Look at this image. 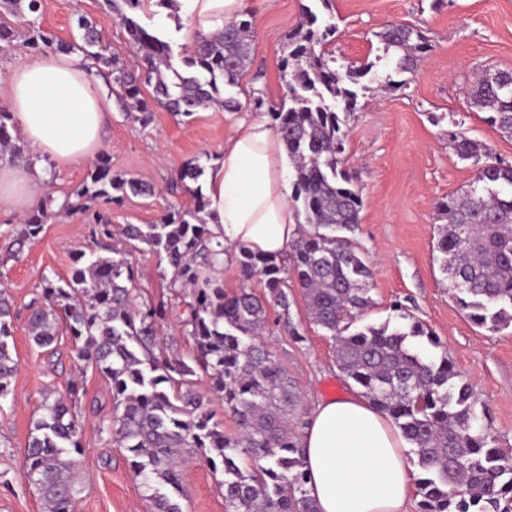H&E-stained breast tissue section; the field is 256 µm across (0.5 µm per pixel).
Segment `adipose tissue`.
Wrapping results in <instances>:
<instances>
[{
  "label": "adipose tissue",
  "mask_w": 512,
  "mask_h": 512,
  "mask_svg": "<svg viewBox=\"0 0 512 512\" xmlns=\"http://www.w3.org/2000/svg\"><path fill=\"white\" fill-rule=\"evenodd\" d=\"M187 38L223 30L245 0H179ZM7 104L20 138L39 157L66 167L92 159L102 147L108 114L86 70L66 53H49L12 71ZM291 163L263 120L240 121L209 174L212 230L235 251L283 256L298 235L289 200ZM45 176L39 165L0 166V206L37 202ZM306 490L318 512H404L414 474L408 443L388 415L356 396L316 404L303 431Z\"/></svg>",
  "instance_id": "ef3b65f1"
}]
</instances>
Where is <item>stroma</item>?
<instances>
[{
    "label": "stroma",
    "instance_id": "stroma-1",
    "mask_svg": "<svg viewBox=\"0 0 512 512\" xmlns=\"http://www.w3.org/2000/svg\"><path fill=\"white\" fill-rule=\"evenodd\" d=\"M320 23L337 26L330 48L340 59L366 65L375 62L377 34L396 22L421 28L431 45L415 72L403 84L384 88L376 73L363 78L355 112L347 122V165L360 189L363 207L353 233L373 271L374 305L364 315L379 323L400 302L431 329L486 408L485 424L496 444L512 448V328L491 332L475 326L455 303L450 281L437 260L436 205L467 189L475 169L462 162L448 143L459 131L486 144L498 158L512 163V138L485 121L484 111L471 103L468 89L485 69H512V0H247L253 22L250 62L235 87L225 89L238 107L228 111L213 105L186 118L155 108L149 123L122 111L109 96L112 75L90 58L81 63L98 91L109 117L108 139L102 148L113 174L143 178L154 186L150 196L124 197L99 211L113 229L126 224H154L173 208H186L192 198L185 190L170 191L186 162L211 171L224 153V141L236 123L267 119L269 106L279 105L285 88L281 61L288 36L301 23L304 8ZM96 27L109 54L130 70L141 63L128 35L105 0H40L38 19L60 39L79 38L78 18ZM137 21L169 41L183 54L185 21L176 7L150 0ZM92 162L56 167L44 162L47 197L55 202L72 196L87 180ZM95 241L85 214L54 211L43 232L19 259L9 261L0 287L6 291L14 322L18 363L14 399L0 406V512H43V501L23 474L24 450L46 392L65 393L70 380L84 381L81 399L82 448L78 512H152L139 478L131 472L127 453L109 442L100 422L111 411L108 382L94 370L79 373L71 338L60 333L56 353L38 348L25 326L27 306L39 292L42 275L69 278L77 250H92ZM138 301L172 302L160 329V357H188L191 344L181 318L184 306L174 303L171 274L157 255L147 250L132 255ZM290 318L303 334L294 341L279 323V307L269 309L263 343L301 391L297 411L308 419L320 400L355 393L338 371L334 343L309 318L302 291L288 288ZM203 456H195L184 475L182 512H224L219 484Z\"/></svg>",
    "mask_w": 512,
    "mask_h": 512
}]
</instances>
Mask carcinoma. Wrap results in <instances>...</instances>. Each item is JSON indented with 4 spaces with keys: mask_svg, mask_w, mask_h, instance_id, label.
I'll return each instance as SVG.
<instances>
[{
    "mask_svg": "<svg viewBox=\"0 0 512 512\" xmlns=\"http://www.w3.org/2000/svg\"><path fill=\"white\" fill-rule=\"evenodd\" d=\"M143 0H108L127 30L142 62V73H126L100 47L99 35L85 19L78 22L83 44L62 41L26 13L38 0H7L24 25L0 26V49L24 35L43 54L79 50L116 73V99L140 113L144 123L154 108L190 117L218 104L229 110L222 88L237 85L249 59L252 22L241 18L218 34L203 37L176 57L171 45L140 25L132 13ZM336 26L318 25L310 11L288 37L282 61L288 103L269 110L293 168L291 201L301 205L300 234L277 259L243 251L236 262L243 284L229 294L210 271L224 264V241L209 228L208 201L202 187L189 188L202 168L186 163L176 183L192 197L188 208L168 211L156 224H126L125 249L112 244V225L92 215V234L104 254L80 250L68 280L41 277L40 292L27 308L26 326L33 343L52 348L65 323L77 360L94 367L112 388V410L101 431L128 453L129 467L153 500L154 512H182L162 492L181 494L185 450L203 454L224 480L225 512H317L306 490L302 434L305 422L295 415L300 401L296 383L257 343L267 322V306L282 310L283 327L297 342L303 335L289 317L288 277L302 288L315 325L336 342V364L379 412L390 416L412 445L419 468L415 479L419 512H512V453L495 445L479 423V400L447 354L435 357L418 343L439 347L433 332L402 306L380 324H364L372 307V269L359 244L349 236L359 223L363 200L346 169V120L356 109L360 80L371 66L336 63L326 49ZM377 37L384 56L396 55L395 72L412 73L430 49L422 32L407 25H386ZM496 80L479 75L470 89L473 104L489 113L487 122L512 137V70H496ZM153 87L152 97L142 85ZM11 112L0 107V154L23 157L13 135ZM457 156L476 168L473 182L437 205L445 221L436 251L450 288L466 316L491 332L512 328V165L487 146L450 133ZM90 181L60 208L87 211L88 202L112 204L131 193H151L137 178L112 175L108 157L98 158ZM50 218L48 207L32 213L7 253L14 258L39 237ZM156 253L171 271V285L187 294L182 320L193 342L192 363L160 358L159 327L168 304H134V271L128 259L139 245ZM256 278L257 295L247 282ZM15 315L0 292V402L14 399L12 358ZM210 376L211 397L224 402L239 433L224 434L207 398L194 389L197 371ZM82 386L68 384L63 395L43 397V413L28 440L24 473L44 502L45 512H75L79 489L75 475L82 455L77 408Z\"/></svg>",
    "mask_w": 512,
    "mask_h": 512,
    "instance_id": "obj_1",
    "label": "carcinoma"
}]
</instances>
